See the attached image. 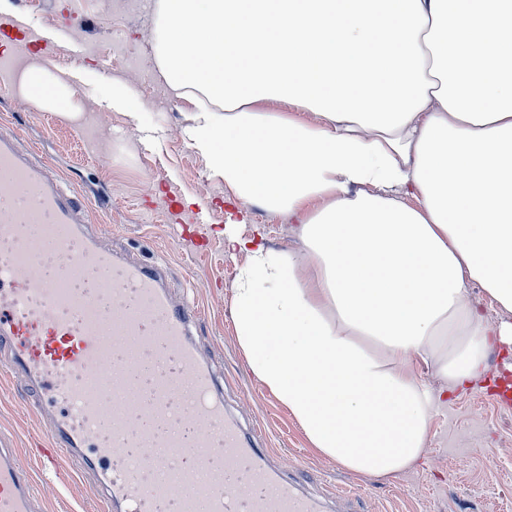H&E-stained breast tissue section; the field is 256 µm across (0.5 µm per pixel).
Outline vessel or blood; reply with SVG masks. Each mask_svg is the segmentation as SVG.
<instances>
[{"label":"vessel or blood","instance_id":"vessel-or-blood-1","mask_svg":"<svg viewBox=\"0 0 512 512\" xmlns=\"http://www.w3.org/2000/svg\"><path fill=\"white\" fill-rule=\"evenodd\" d=\"M75 207L0 139V363L59 406L47 455L93 472L114 512H312L225 423L217 380L189 340L194 311L172 303L157 268L98 249ZM47 252L68 278L45 275ZM102 279L108 309L79 287ZM0 512H41L31 470L2 435Z\"/></svg>","mask_w":512,"mask_h":512}]
</instances>
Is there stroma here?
Instances as JSON below:
<instances>
[{
  "instance_id": "1",
  "label": "stroma",
  "mask_w": 512,
  "mask_h": 512,
  "mask_svg": "<svg viewBox=\"0 0 512 512\" xmlns=\"http://www.w3.org/2000/svg\"><path fill=\"white\" fill-rule=\"evenodd\" d=\"M17 37L0 47V136L44 163V175L64 182L99 245L161 267L174 304L199 311L192 342L201 363L220 380L224 417L262 449L264 463L295 480L318 512H512V352H490L495 383L449 397L432 415L425 451L410 468L383 479L350 472L311 448L288 409L249 370L235 337L231 298L244 255L224 251L225 225L243 236L294 250L284 216L234 200L223 180L184 134L194 106L170 91L156 55L154 0H12ZM23 56L49 57L68 73L77 111L72 124L24 100L6 65ZM132 107L102 109L114 83ZM138 119H130L129 111ZM205 240L198 247L185 230ZM43 391L0 368V434L12 438L31 469L43 512H102L94 477L44 467L35 448L50 433L38 407Z\"/></svg>"
}]
</instances>
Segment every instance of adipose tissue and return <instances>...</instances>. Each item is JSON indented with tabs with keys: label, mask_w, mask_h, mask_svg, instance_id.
<instances>
[{
	"label": "adipose tissue",
	"mask_w": 512,
	"mask_h": 512,
	"mask_svg": "<svg viewBox=\"0 0 512 512\" xmlns=\"http://www.w3.org/2000/svg\"><path fill=\"white\" fill-rule=\"evenodd\" d=\"M157 56L195 101L186 135L237 200L296 224L298 249L224 230L245 254L237 342L311 448L385 477L422 456L444 394L512 340V0H156ZM314 57L296 65L294 49ZM432 76H425L422 55ZM24 96L67 117L72 87ZM317 110L308 123L261 105ZM417 205H408V198ZM480 285L489 327L467 301ZM446 379L437 390L419 377Z\"/></svg>",
	"instance_id": "ef3b65f1"
}]
</instances>
